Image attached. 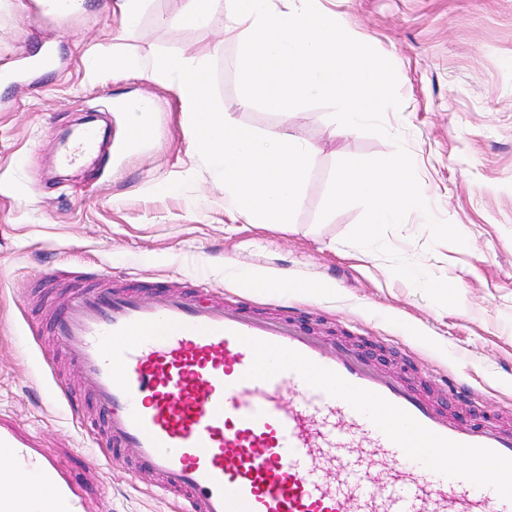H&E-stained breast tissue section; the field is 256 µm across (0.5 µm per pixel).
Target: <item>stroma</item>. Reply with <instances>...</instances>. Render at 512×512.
<instances>
[{"mask_svg":"<svg viewBox=\"0 0 512 512\" xmlns=\"http://www.w3.org/2000/svg\"><path fill=\"white\" fill-rule=\"evenodd\" d=\"M46 28L0 0V427L51 457L76 484L83 512H178L153 476L132 472V450L105 461L80 427L91 400L77 368L50 344L49 326L71 289L138 285L144 297L172 287L275 315L281 302L312 335L351 347L374 368L403 378L435 401L461 374L474 408L512 417V0H322L354 38L394 65L402 105L388 137L334 134L324 107L298 109L292 131L316 143L305 203L288 224H251L224 203L182 132L173 92L132 74L95 75L86 58L108 53L121 29L112 0ZM180 0H149L128 51L202 49L216 66L219 101L239 95V47L218 28L183 29ZM152 98L151 129L131 141L128 106ZM101 116L112 132L106 164L62 174L58 142ZM411 154L432 214L467 243L433 242L420 212L386 235L426 273L458 290L441 307L384 256L346 243L357 206L319 213L344 158ZM257 269L288 288L243 285ZM331 282L303 296L301 287Z\"/></svg>","mask_w":512,"mask_h":512,"instance_id":"1","label":"stroma"}]
</instances>
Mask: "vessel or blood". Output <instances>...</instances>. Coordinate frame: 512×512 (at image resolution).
I'll return each mask as SVG.
<instances>
[{"label": "vessel or blood", "mask_w": 512, "mask_h": 512, "mask_svg": "<svg viewBox=\"0 0 512 512\" xmlns=\"http://www.w3.org/2000/svg\"><path fill=\"white\" fill-rule=\"evenodd\" d=\"M51 334L94 400L105 460L131 448L138 469L180 496L181 512H512V425L460 418L351 351L326 347L288 315L269 317L176 290L83 288ZM492 466L499 483L425 459L418 445ZM18 460L0 484L69 480L12 431ZM402 463L372 476L367 453Z\"/></svg>", "instance_id": "obj_1"}]
</instances>
